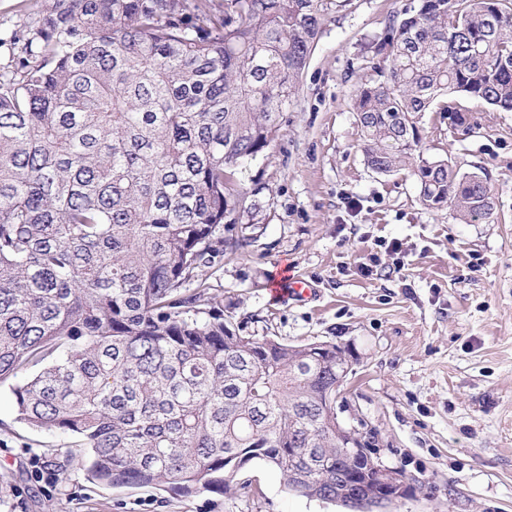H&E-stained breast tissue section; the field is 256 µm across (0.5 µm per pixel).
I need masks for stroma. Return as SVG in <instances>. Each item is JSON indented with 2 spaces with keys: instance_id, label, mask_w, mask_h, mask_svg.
Returning a JSON list of instances; mask_svg holds the SVG:
<instances>
[{
  "instance_id": "1",
  "label": "stroma",
  "mask_w": 512,
  "mask_h": 512,
  "mask_svg": "<svg viewBox=\"0 0 512 512\" xmlns=\"http://www.w3.org/2000/svg\"><path fill=\"white\" fill-rule=\"evenodd\" d=\"M412 3L324 9L298 95L250 171L267 187L265 219L243 254L225 255L210 291L245 333L347 351L341 418L376 429L378 458L412 479L391 512H512V112L451 94L469 135L439 112L420 123L424 157L451 158L493 191L492 214L468 224L420 202L410 163L369 169L352 110L373 75L371 43ZM391 240L401 253L385 250ZM284 263L316 296L273 299ZM31 375L0 385V512H344L288 490L259 460L223 495L93 480L68 435L17 420L12 388Z\"/></svg>"
}]
</instances>
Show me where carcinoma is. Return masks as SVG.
Segmentation results:
<instances>
[{"label":"carcinoma","mask_w":512,"mask_h":512,"mask_svg":"<svg viewBox=\"0 0 512 512\" xmlns=\"http://www.w3.org/2000/svg\"><path fill=\"white\" fill-rule=\"evenodd\" d=\"M322 0H45L0 37V383L17 419L86 450L113 487L222 494L260 460L313 498L365 482L336 442L334 343L245 336L208 280L260 220L267 157ZM353 111L365 163L420 151L449 92L512 112L507 0H417L374 46ZM449 126L467 134L466 113ZM421 203L488 217L486 179L418 158Z\"/></svg>","instance_id":"cac0c4a2"}]
</instances>
